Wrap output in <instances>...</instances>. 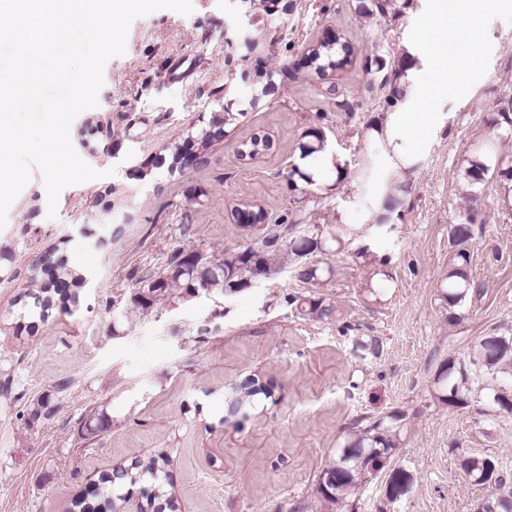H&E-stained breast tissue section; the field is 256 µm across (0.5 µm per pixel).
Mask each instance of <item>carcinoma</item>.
Masks as SVG:
<instances>
[{
  "instance_id": "obj_1",
  "label": "carcinoma",
  "mask_w": 512,
  "mask_h": 512,
  "mask_svg": "<svg viewBox=\"0 0 512 512\" xmlns=\"http://www.w3.org/2000/svg\"><path fill=\"white\" fill-rule=\"evenodd\" d=\"M355 49L341 35L329 42H321L312 48L308 56L315 74L322 78L329 70L350 63ZM367 73L375 76L378 88L387 91L384 102L392 108L407 95L409 85L401 81L403 70L387 69L385 51L377 47L366 56ZM270 149L263 137H252L242 144L241 154L254 157ZM299 159L315 160L330 151L326 133L320 128H310L302 136L298 146ZM491 166L480 161H468L465 176L468 183H481L489 174ZM291 191L311 195L319 190L320 180L304 164H294L288 172ZM478 215L468 213L452 225L449 238L454 253L448 274L440 284L442 297L448 306V323L456 324L461 319L460 308L465 301L478 293L471 280L469 267L471 247L474 241V225ZM344 243L341 226L328 224L325 229L309 228L293 222L270 230L262 238H248L244 243L224 250L220 258L209 259L199 249H177L170 255L162 274L143 284L134 295L135 305L143 307L145 294L157 292L166 299L172 295L178 300H189L199 292L236 294L271 275L287 270L305 282L319 280L330 270L310 260L315 253L335 252ZM31 290L25 298L16 301L8 311L17 330L33 335L39 325L52 316L54 297L66 299L73 307L80 304V293L85 277L82 270L73 265L64 255L55 257V265L43 268L35 263L27 267ZM295 308L300 315L315 321L339 320L341 312L332 302L323 298L297 297ZM355 350L364 355L378 354L381 342L375 336L354 337ZM486 378L484 390L491 406L503 413L512 414V338L498 334L482 337L468 352L467 358H448L438 367L434 376L437 399L446 406L466 408L476 393L475 379ZM236 406L248 404L251 398L262 394L272 397V389L255 382L231 388ZM50 402L45 397L30 401L26 408L27 420L39 421L49 413ZM402 416L392 413L378 418L345 439L336 456L331 458L319 472L314 484L326 512H339L357 495L362 484L384 475L385 497L399 500L412 488L413 478L402 467L388 468V461L397 448V424ZM111 426V417L103 410L93 413L86 430L105 432ZM173 458L166 452L147 459H136L123 466L117 476L105 474L101 478L100 493L105 512H119L124 502V490L128 486L147 484L154 492L160 512H179L175 500L165 490L168 470ZM460 469L465 479L474 485L489 489L486 498L488 512H512V479L508 478L499 459L484 454L462 457Z\"/></svg>"
}]
</instances>
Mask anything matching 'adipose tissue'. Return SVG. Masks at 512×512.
I'll list each match as a JSON object with an SVG mask.
<instances>
[{"label":"adipose tissue","mask_w":512,"mask_h":512,"mask_svg":"<svg viewBox=\"0 0 512 512\" xmlns=\"http://www.w3.org/2000/svg\"><path fill=\"white\" fill-rule=\"evenodd\" d=\"M457 59L456 48L446 47L443 52L444 64L434 74L432 95L422 100L418 111L389 113L381 132L394 159L403 160L408 142L423 140L431 130L437 118L436 113L431 110L432 100L434 97L446 94L449 78L458 77Z\"/></svg>","instance_id":"ef3b65f1"}]
</instances>
